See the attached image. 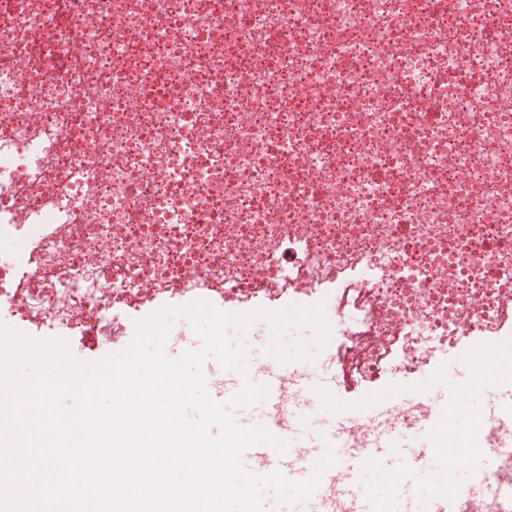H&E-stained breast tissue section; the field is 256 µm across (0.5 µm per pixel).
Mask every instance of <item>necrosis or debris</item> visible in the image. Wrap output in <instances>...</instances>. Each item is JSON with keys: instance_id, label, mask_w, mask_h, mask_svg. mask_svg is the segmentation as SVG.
<instances>
[{"instance_id": "4bbe7bcc", "label": "necrosis or debris", "mask_w": 512, "mask_h": 512, "mask_svg": "<svg viewBox=\"0 0 512 512\" xmlns=\"http://www.w3.org/2000/svg\"><path fill=\"white\" fill-rule=\"evenodd\" d=\"M217 299L416 381L404 437L450 353L512 377V0H0V325L111 349L166 308L179 353ZM511 425L475 415L465 512H508Z\"/></svg>"}]
</instances>
